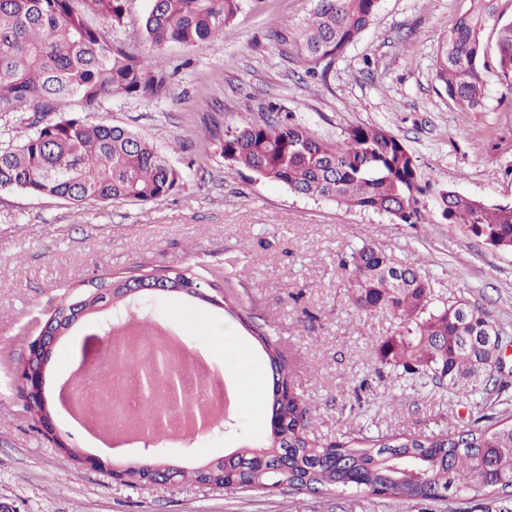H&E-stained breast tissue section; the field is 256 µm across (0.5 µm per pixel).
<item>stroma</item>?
Wrapping results in <instances>:
<instances>
[{"mask_svg": "<svg viewBox=\"0 0 512 512\" xmlns=\"http://www.w3.org/2000/svg\"><path fill=\"white\" fill-rule=\"evenodd\" d=\"M150 0H128L123 25L92 23L113 44L155 57L168 75L165 96L118 94L70 111L148 138L186 173L178 192L147 203L75 205L20 189L0 191V502L14 512H512V501H404L332 489L307 494L224 491L174 479L127 485L113 471L144 460L142 443L104 430L90 434L69 415L66 387L81 383L75 356L106 361L101 324L111 310L81 318L53 343L40 374L55 435L46 437L26 406L20 372L50 303L72 297L93 279L218 268L237 257L235 291L256 321H268L311 409L309 430L324 443L337 434L406 431L429 434L481 416L512 415V356L496 384L462 394L430 378L382 365L375 345L399 327L392 313L357 310L339 260L367 243L398 266L420 265L438 302L462 298L486 312L512 340V253L486 244L464 226L437 217L441 192L490 204L512 202V95L496 70L484 74L483 104L450 102L435 76L437 52L469 0H381L377 15L336 57L324 76L273 31L309 18L314 0H242L225 37L187 48L151 47L142 27ZM292 112L316 137L336 144L356 125L385 128L416 157L428 191L427 224H397L386 215L292 193L224 161L227 127L262 121L269 103ZM132 316L163 326L212 363L230 365L249 350L261 382L234 379L236 406L223 431L163 438L164 466L192 470L270 434L271 372L261 346L222 308L186 294L141 291ZM228 338L208 339L214 325Z\"/></svg>", "mask_w": 512, "mask_h": 512, "instance_id": "obj_1", "label": "stroma"}]
</instances>
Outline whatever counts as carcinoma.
<instances>
[{
  "label": "carcinoma",
  "instance_id": "cac0c4a2",
  "mask_svg": "<svg viewBox=\"0 0 512 512\" xmlns=\"http://www.w3.org/2000/svg\"><path fill=\"white\" fill-rule=\"evenodd\" d=\"M127 0H0V111L58 112L50 123L31 122L32 134L15 146H0V190L23 189L74 203L150 202L183 185V172L144 136L126 128L90 123L64 111L74 99L93 107L116 94L144 98L167 92L166 73L148 56L112 44L89 21L97 15L124 23ZM241 0H152L143 18L147 41L195 47L226 34ZM380 0H316L311 17L295 33L275 31L315 67L329 66L375 17ZM496 26V65L512 95V22L496 17L495 0H471L470 9L444 37L436 79L448 99L477 109L488 66L481 34ZM224 160L257 179L291 192L333 200L348 208L381 212L397 224H422L425 192L417 160L393 133L353 126L341 145L314 137L303 124L268 106L261 123L243 121L224 133ZM439 214L462 224L501 251L512 252V203L487 204L452 191L441 194ZM237 260L202 278L185 271L166 279L192 281L222 292L224 310L238 321L244 305L234 292ZM354 306L392 312L400 329L376 348L381 363L406 373L432 376L462 393L488 386L498 367L489 317L464 299L439 304L432 284L415 266H395L364 244L341 259ZM251 335L262 345L273 378L290 384L291 370L267 324ZM271 416L288 417L271 429L270 440L224 457V472L209 480L202 472L175 476L226 491L283 486L321 493L331 486L355 488L401 500L458 498L473 494L512 497V421L475 419L432 433L345 432L327 445L309 436L310 410L296 392L282 402L273 390Z\"/></svg>",
  "mask_w": 512,
  "mask_h": 512
}]
</instances>
